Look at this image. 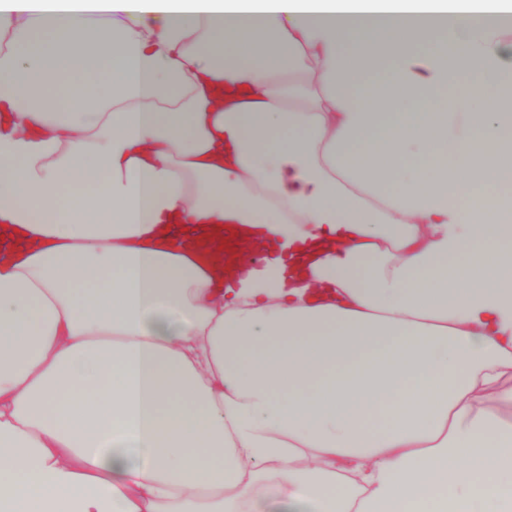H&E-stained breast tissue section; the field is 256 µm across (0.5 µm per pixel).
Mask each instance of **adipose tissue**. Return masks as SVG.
<instances>
[{"instance_id": "ef3b65f1", "label": "adipose tissue", "mask_w": 512, "mask_h": 512, "mask_svg": "<svg viewBox=\"0 0 512 512\" xmlns=\"http://www.w3.org/2000/svg\"><path fill=\"white\" fill-rule=\"evenodd\" d=\"M0 41V512H512V0Z\"/></svg>"}]
</instances>
